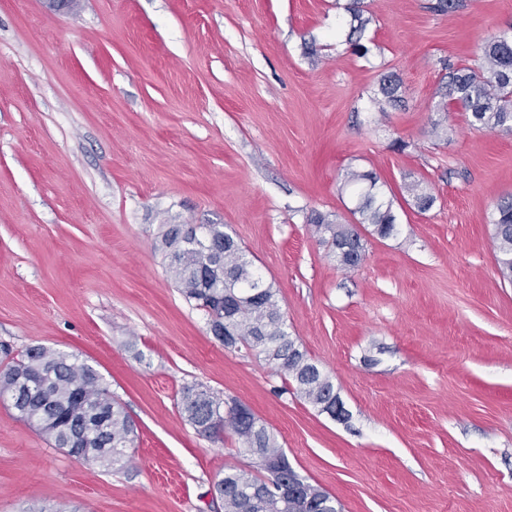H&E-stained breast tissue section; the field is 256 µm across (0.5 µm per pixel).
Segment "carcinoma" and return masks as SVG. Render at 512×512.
I'll return each mask as SVG.
<instances>
[{
	"mask_svg": "<svg viewBox=\"0 0 512 512\" xmlns=\"http://www.w3.org/2000/svg\"><path fill=\"white\" fill-rule=\"evenodd\" d=\"M464 0H435L433 12L450 14ZM350 16L346 41L360 56L372 18L364 16V0H348ZM437 86L433 111L469 114L477 129L512 133V37L495 36L483 44L476 67H446ZM401 82L389 72L381 77L380 92L387 102H401ZM378 176L369 171L347 172L344 186L354 188L357 223L368 224L382 238L392 236L397 216L393 201L384 197ZM415 208L430 209L435 197L421 183L408 185ZM315 232L345 267L355 268L354 255H363L362 238L355 226L336 224L319 212L310 217ZM496 260L501 276L512 282V197L497 204L493 214ZM155 248L169 258L168 270L188 301L205 310L214 339L225 347L244 346L273 363L293 393L328 414L336 408L335 387L320 368L290 338L273 285L247 260L238 241L222 224H199L191 236L180 225L167 224ZM0 399H6L20 418L35 427L54 448L64 449L75 439L89 441L97 453L83 458L104 467L120 464L133 443L135 425L121 403L87 364L70 354L41 345L31 346L0 370ZM181 410L197 434L224 416L226 402L209 391L186 386ZM250 421L228 422L255 465L248 470L229 468L214 482L224 512H339L336 499L302 478L303 495L288 496L284 483L300 477L288 462L276 438L254 414Z\"/></svg>",
	"mask_w": 512,
	"mask_h": 512,
	"instance_id": "obj_1",
	"label": "carcinoma"
}]
</instances>
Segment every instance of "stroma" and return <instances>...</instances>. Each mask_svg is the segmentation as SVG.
Here are the masks:
<instances>
[{"label": "stroma", "instance_id": "1", "mask_svg": "<svg viewBox=\"0 0 512 512\" xmlns=\"http://www.w3.org/2000/svg\"><path fill=\"white\" fill-rule=\"evenodd\" d=\"M427 2L365 0L361 58L336 0H0V367L72 354L137 427L106 469L0 404V512H224L212 485L250 459L188 424L194 384L248 407L341 512H512V283L491 222L512 133L452 112L440 139L432 110L445 67L512 34V0ZM352 168L377 173L397 226H360L349 271L309 218L355 223ZM418 179L425 212L403 193ZM166 224L237 239L344 416L212 337L154 248Z\"/></svg>", "mask_w": 512, "mask_h": 512}]
</instances>
